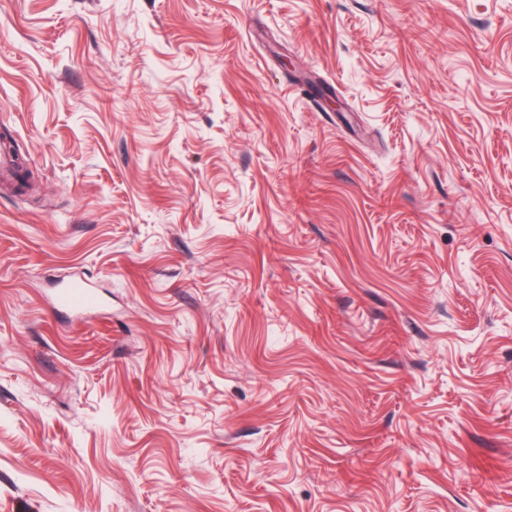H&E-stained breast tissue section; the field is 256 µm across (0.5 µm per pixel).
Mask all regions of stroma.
<instances>
[{
    "instance_id": "stroma-1",
    "label": "stroma",
    "mask_w": 512,
    "mask_h": 512,
    "mask_svg": "<svg viewBox=\"0 0 512 512\" xmlns=\"http://www.w3.org/2000/svg\"><path fill=\"white\" fill-rule=\"evenodd\" d=\"M1 132L0 512H512V0H0ZM58 303L62 307L87 312L96 309L100 304V299L91 284L75 279L59 295Z\"/></svg>"
}]
</instances>
